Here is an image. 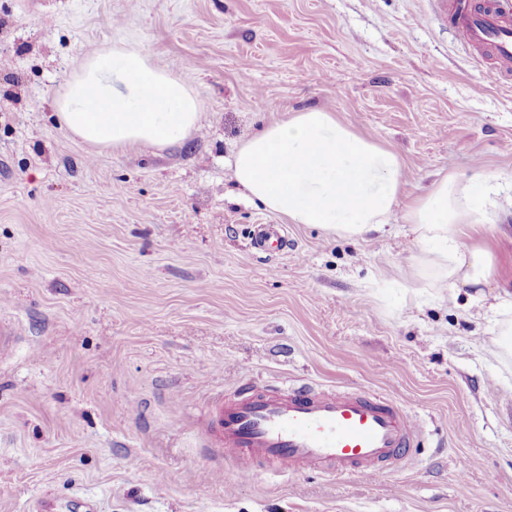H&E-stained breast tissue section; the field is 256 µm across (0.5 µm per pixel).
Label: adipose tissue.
Listing matches in <instances>:
<instances>
[{
    "label": "adipose tissue",
    "mask_w": 512,
    "mask_h": 512,
    "mask_svg": "<svg viewBox=\"0 0 512 512\" xmlns=\"http://www.w3.org/2000/svg\"><path fill=\"white\" fill-rule=\"evenodd\" d=\"M59 123L77 140L120 150H163L200 128L202 100L188 76L157 67L127 42L88 53L54 102ZM236 183L252 200L290 224L361 239L392 219L402 187V163L390 148L354 131L334 112L306 108L267 124L239 148ZM493 178L448 174L404 212L419 256L407 279L437 289H479L495 276L490 252L460 245L461 228L477 224L479 191Z\"/></svg>",
    "instance_id": "1"
}]
</instances>
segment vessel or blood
Listing matches in <instances>:
<instances>
[{
  "label": "vessel or blood",
  "mask_w": 512,
  "mask_h": 512,
  "mask_svg": "<svg viewBox=\"0 0 512 512\" xmlns=\"http://www.w3.org/2000/svg\"><path fill=\"white\" fill-rule=\"evenodd\" d=\"M450 14L460 42L489 58L496 79L512 78V0H436ZM287 245L276 225H260L254 249L278 252ZM420 421L390 398L366 391L292 388L273 391L251 383L238 400H215L209 410L212 444L228 458L260 463L271 475L328 470L379 478L403 460Z\"/></svg>",
  "instance_id": "obj_1"
}]
</instances>
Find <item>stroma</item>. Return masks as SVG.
<instances>
[{
  "instance_id": "35a3bbf8",
  "label": "stroma",
  "mask_w": 512,
  "mask_h": 512,
  "mask_svg": "<svg viewBox=\"0 0 512 512\" xmlns=\"http://www.w3.org/2000/svg\"><path fill=\"white\" fill-rule=\"evenodd\" d=\"M124 40L190 70L200 130L159 150L97 149L56 122L67 75ZM0 512H512V361L495 315L402 273L396 221L362 239L284 224L238 198L230 161L311 107L395 151L400 207L439 176L492 174L490 223L464 228L512 291V86L433 0H0ZM281 224L284 252H253ZM271 389L387 394L424 431L368 482L240 479L212 455L208 403Z\"/></svg>"
}]
</instances>
